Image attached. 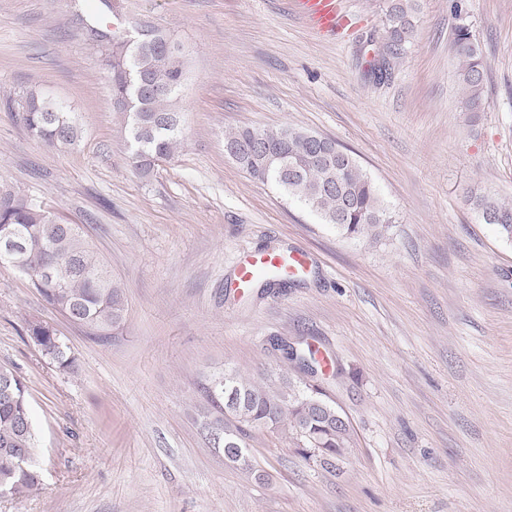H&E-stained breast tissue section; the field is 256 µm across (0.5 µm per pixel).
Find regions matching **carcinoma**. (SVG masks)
Returning <instances> with one entry per match:
<instances>
[{
    "mask_svg": "<svg viewBox=\"0 0 512 512\" xmlns=\"http://www.w3.org/2000/svg\"><path fill=\"white\" fill-rule=\"evenodd\" d=\"M103 9L86 25L88 39L108 31L101 18L119 12V6L100 0ZM415 0H389L385 13L388 55L369 63L368 75L376 82L391 70L390 57L398 54L411 37ZM147 33L135 43L112 39L104 49L112 72L115 111L123 117L121 135L141 176H149L161 161L171 159L182 143L183 116L178 102L185 76V60L175 43L160 30L146 26ZM472 36L465 26L456 29L453 47L456 77L464 92L465 108L481 111L485 88V61L480 50L470 47ZM7 103L15 120L35 139L49 145H73L80 127L72 112L31 90ZM260 137L274 145L288 139L281 158L251 162L235 158L250 177L277 186L291 200L315 213L349 239L378 241L389 232L394 220L380 199L378 187L357 160L341 148L336 156L319 155L313 144L323 136L307 129L238 128L224 132V147L240 148ZM474 208L486 224L496 227L501 237L512 240V204L488 195L472 197ZM16 236L21 246L1 264H9L27 275L44 301L70 321L93 332H106L120 325L128 302L121 284L91 248L81 224H60L38 201L6 184H0V239ZM29 335L42 355L63 370L76 368L70 347L55 331L42 324L29 326ZM230 379L233 394L224 392ZM12 381L11 394L0 395V495L22 497L41 484L36 465L38 450L28 390L14 369L0 365V382ZM208 406L200 413L201 429L208 443L224 447L235 443L239 452L228 457L248 465L246 439L263 429L291 435L302 443L304 457L316 456L328 464L350 447L348 421L322 398L315 385L302 388L289 380L263 376L247 379L234 370L209 379L203 386Z\"/></svg>",
    "mask_w": 512,
    "mask_h": 512,
    "instance_id": "1",
    "label": "carcinoma"
}]
</instances>
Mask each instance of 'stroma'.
<instances>
[{"mask_svg":"<svg viewBox=\"0 0 512 512\" xmlns=\"http://www.w3.org/2000/svg\"><path fill=\"white\" fill-rule=\"evenodd\" d=\"M344 3L352 24L332 40L293 0H123V29L157 26L186 51L183 142L145 178L81 31L98 0H0V179L84 225L128 301L101 336L0 266V365L28 388L42 479L0 512H512V241L470 202L512 203V0H418L381 84L366 69L386 46V0ZM461 25L488 66L476 117L455 77ZM29 90L79 115L77 146L15 121L6 101ZM286 126L352 154L388 235L345 238L224 153L226 130ZM273 248L305 253L307 272L239 288V260ZM34 323L75 372L42 355ZM276 340L313 347L315 371ZM230 368L319 386L350 448L327 465L264 431L249 466L225 460L197 409ZM29 335L42 355L58 365L62 370L74 371L75 357L71 355L70 347L49 326L32 324Z\"/></svg>","mask_w":512,"mask_h":512,"instance_id":"1","label":"stroma"}]
</instances>
